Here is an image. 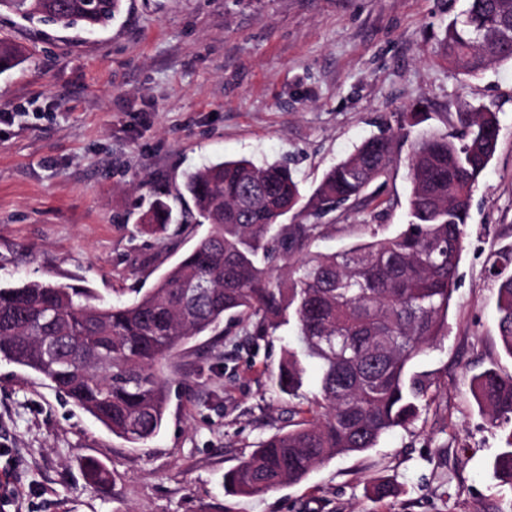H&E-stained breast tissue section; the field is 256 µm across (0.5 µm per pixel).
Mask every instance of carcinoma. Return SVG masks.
I'll return each instance as SVG.
<instances>
[{
    "label": "carcinoma",
    "instance_id": "carcinoma-1",
    "mask_svg": "<svg viewBox=\"0 0 512 512\" xmlns=\"http://www.w3.org/2000/svg\"><path fill=\"white\" fill-rule=\"evenodd\" d=\"M123 0H0V13L31 26L63 25L93 33L112 25ZM440 52L457 73L478 76L512 64V0H468L462 18L443 30ZM21 56L0 39V72ZM456 135L416 138L409 156V221L393 237L365 225L369 239L342 253L312 254L320 220L359 198L386 174L395 132L362 142L330 169L308 204L287 167L225 160L187 174L196 224L208 234L173 264L154 288L131 303L103 302L89 288L26 281L0 286V359L29 368L86 410L112 434L145 443L162 427L168 401L160 366L189 340L212 333L224 315L263 338L290 322L296 346L276 376L280 393L303 397V362L319 364V394L306 411L288 407V430L264 439L233 470L224 491L254 495L304 481L333 459L365 452L430 407L440 383L411 370L447 328L466 236L470 200L497 148L493 112H462ZM298 210L305 224H282ZM163 201L146 215L169 223ZM286 264L271 278L270 264ZM497 284L502 346L512 357V247L489 267ZM478 405L504 433L493 468L512 485V374L489 368L472 378ZM308 416H303V413ZM89 483L107 470L88 459ZM376 481L372 498L393 497Z\"/></svg>",
    "mask_w": 512,
    "mask_h": 512
}]
</instances>
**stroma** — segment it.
<instances>
[{
	"label": "stroma",
	"mask_w": 512,
	"mask_h": 512,
	"mask_svg": "<svg viewBox=\"0 0 512 512\" xmlns=\"http://www.w3.org/2000/svg\"><path fill=\"white\" fill-rule=\"evenodd\" d=\"M468 0H124L107 30L0 18L23 52L0 73V284L45 280L132 302L210 230L149 231L152 201L181 214L187 172L245 158L282 163L310 196L323 175L403 113L425 114L387 175L329 215L314 253L393 236L408 222L409 140L451 133L463 109L495 112L497 151L473 193L457 291L438 348L413 362L441 390L376 448L307 480L225 494V472L288 423L276 375L293 326L248 341L241 323L192 339L162 365L159 434L132 444L30 369L0 360V512H512L494 475L503 433L470 381L512 374L487 269L512 246V67L467 77L437 52ZM111 478L89 484L86 459ZM386 479L398 494L372 500Z\"/></svg>",
	"instance_id": "obj_1"
}]
</instances>
